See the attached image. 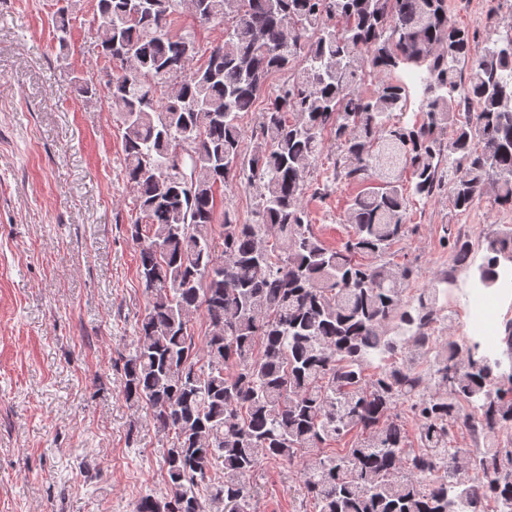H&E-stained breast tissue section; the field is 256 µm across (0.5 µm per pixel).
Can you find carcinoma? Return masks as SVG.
Listing matches in <instances>:
<instances>
[{
	"mask_svg": "<svg viewBox=\"0 0 512 512\" xmlns=\"http://www.w3.org/2000/svg\"><path fill=\"white\" fill-rule=\"evenodd\" d=\"M191 4L199 22L224 23L203 68L195 44L171 31L182 0L97 3L108 62L99 82L111 110L130 115L125 176L140 219L129 229L148 297L122 392L166 440L168 492L142 497L135 512H256L266 461L299 465L316 512H512V484L497 481L512 472V371L452 336L436 343L448 275L412 293L413 267L386 259L451 155L454 210L471 211L490 184L512 209V33L478 48L447 0ZM288 69L243 155L240 118ZM416 71L420 121L405 112L403 76ZM374 72L394 79L361 91ZM327 130L338 175L380 180L352 201L353 233L335 249L303 203ZM238 176L255 220L226 211L217 232L215 187ZM451 251L470 267L469 241L453 239ZM485 252L479 268L495 281L512 257L511 224ZM409 348L437 351L431 369L412 366ZM400 400L417 422L416 448L393 415ZM457 427L485 450L454 447ZM353 430L350 447L324 451Z\"/></svg>",
	"mask_w": 512,
	"mask_h": 512,
	"instance_id": "cac0c4a2",
	"label": "carcinoma"
}]
</instances>
